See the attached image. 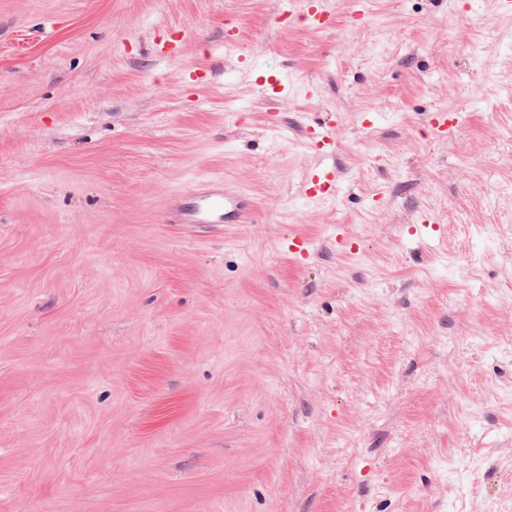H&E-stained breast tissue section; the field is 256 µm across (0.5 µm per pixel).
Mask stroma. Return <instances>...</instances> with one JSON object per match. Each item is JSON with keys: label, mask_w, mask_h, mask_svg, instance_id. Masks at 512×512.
Here are the masks:
<instances>
[{"label": "stroma", "mask_w": 512, "mask_h": 512, "mask_svg": "<svg viewBox=\"0 0 512 512\" xmlns=\"http://www.w3.org/2000/svg\"><path fill=\"white\" fill-rule=\"evenodd\" d=\"M281 2L0 0V512H512V14ZM201 178L255 210L164 223ZM301 12H296L295 1L291 0L288 7H283L277 21L281 26L293 27L299 22L316 29H325L332 26L334 21L332 12L326 9L322 0H302ZM310 139L315 148L327 156L336 152V140L333 125L312 126L309 128ZM341 177L335 164L318 165L308 172L304 183V196L311 202L335 197Z\"/></svg>", "instance_id": "1"}]
</instances>
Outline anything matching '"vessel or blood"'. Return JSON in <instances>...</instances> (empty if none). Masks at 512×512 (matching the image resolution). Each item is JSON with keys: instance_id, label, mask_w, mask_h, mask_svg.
<instances>
[{"instance_id": "1", "label": "vessel or blood", "mask_w": 512, "mask_h": 512, "mask_svg": "<svg viewBox=\"0 0 512 512\" xmlns=\"http://www.w3.org/2000/svg\"><path fill=\"white\" fill-rule=\"evenodd\" d=\"M280 25L295 26L305 23L316 29L331 27L332 13L326 9L323 0H301L300 5H288L277 16ZM310 139L322 154L331 156L336 152L333 126H314ZM341 177L336 165H318L309 171L304 183V196L312 202L335 197ZM252 202L236 188L224 185L223 181L212 180L195 184L186 193L172 199L165 217L171 224H236L249 215Z\"/></svg>"}]
</instances>
